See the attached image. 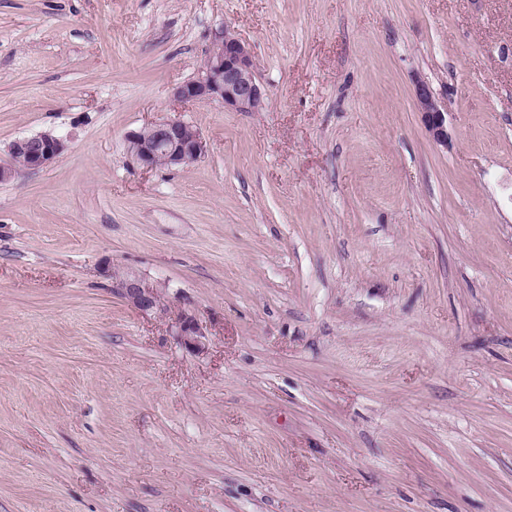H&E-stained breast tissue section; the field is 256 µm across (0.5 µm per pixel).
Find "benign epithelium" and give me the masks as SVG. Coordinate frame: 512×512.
<instances>
[{
    "mask_svg": "<svg viewBox=\"0 0 512 512\" xmlns=\"http://www.w3.org/2000/svg\"><path fill=\"white\" fill-rule=\"evenodd\" d=\"M182 103H218L232 112H260L266 105V93L257 79L251 48L239 37L220 27L210 41L205 59L195 75L173 91ZM415 105L421 113L432 140L448 145V112L430 86L416 83ZM179 120H164L128 133L129 154L142 166L176 167L194 163L207 153V142L198 129L187 130ZM68 149L67 138L52 132L18 138L10 145L11 163L0 166V182L11 180L22 170L50 166ZM123 296L143 312L159 306V289L144 282L133 272L111 273ZM178 336L191 349L202 348L203 333L191 315L182 317Z\"/></svg>",
    "mask_w": 512,
    "mask_h": 512,
    "instance_id": "1",
    "label": "benign epithelium"
}]
</instances>
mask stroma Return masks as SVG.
Here are the masks:
<instances>
[{"instance_id": "stroma-1", "label": "stroma", "mask_w": 512, "mask_h": 512, "mask_svg": "<svg viewBox=\"0 0 512 512\" xmlns=\"http://www.w3.org/2000/svg\"><path fill=\"white\" fill-rule=\"evenodd\" d=\"M221 26L264 111L173 99ZM169 119L207 154L141 166ZM49 131L0 183V512H512V0H0V163ZM415 105L417 111L422 115L424 126L432 140L440 146H447L448 112L440 104L428 84L416 83ZM187 123L164 120L129 132V154L143 167H176L194 163L207 153V142L196 128L187 132ZM67 149V138L52 132L18 138L10 145L11 163L0 166V182L11 180L22 170L46 168ZM109 276L116 279L117 287L123 296L136 308L143 312L152 311L159 306V289L144 282L141 276L133 272H125L117 275L114 271ZM178 336L183 343L191 349L202 348L201 338L203 333L201 328L192 315H184L178 324Z\"/></svg>"}]
</instances>
